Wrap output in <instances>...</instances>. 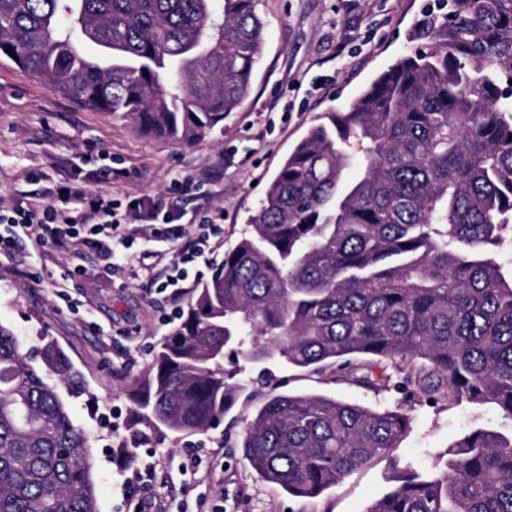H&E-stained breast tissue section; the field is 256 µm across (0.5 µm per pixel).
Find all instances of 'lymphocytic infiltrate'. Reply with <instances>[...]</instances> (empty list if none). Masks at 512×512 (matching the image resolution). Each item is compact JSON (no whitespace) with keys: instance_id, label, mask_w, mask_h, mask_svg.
I'll use <instances>...</instances> for the list:
<instances>
[{"instance_id":"lymphocytic-infiltrate-1","label":"lymphocytic infiltrate","mask_w":512,"mask_h":512,"mask_svg":"<svg viewBox=\"0 0 512 512\" xmlns=\"http://www.w3.org/2000/svg\"><path fill=\"white\" fill-rule=\"evenodd\" d=\"M176 219L170 202L160 197L137 202L121 219L111 201L87 197L83 190L64 183L58 188L56 203L34 202L10 211L0 209V251L14 249L25 238L39 245L49 242L69 251L66 277H91L95 270L88 266L81 244L100 249L107 260L106 271L112 272L136 262L131 248L143 238L145 224L159 220L170 224ZM216 232L214 221L199 224L172 255L158 291L181 288L190 268L206 261L210 238Z\"/></svg>"}]
</instances>
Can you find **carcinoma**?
Segmentation results:
<instances>
[{"instance_id":"obj_1","label":"carcinoma","mask_w":512,"mask_h":512,"mask_svg":"<svg viewBox=\"0 0 512 512\" xmlns=\"http://www.w3.org/2000/svg\"><path fill=\"white\" fill-rule=\"evenodd\" d=\"M258 0H0V61L143 133L192 143L248 94ZM97 46L88 55L83 42ZM512 0H448L344 112L310 128L250 230L195 289L139 385L138 418L206 432L264 363L493 406L512 421ZM356 169L346 179L347 170ZM229 363L231 369L224 368ZM80 373L0 324V512H99ZM410 420L323 394L272 393L242 448L257 477L314 498L399 447ZM365 512H512V431L476 429Z\"/></svg>"}]
</instances>
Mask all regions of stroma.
Here are the masks:
<instances>
[{"instance_id":"obj_1","label":"stroma","mask_w":512,"mask_h":512,"mask_svg":"<svg viewBox=\"0 0 512 512\" xmlns=\"http://www.w3.org/2000/svg\"><path fill=\"white\" fill-rule=\"evenodd\" d=\"M438 3L259 0L264 43L249 92L225 118L223 131L190 145L142 134L130 119L82 107L0 62V209L39 198L53 201L65 181L112 197L122 209L164 194L183 214L171 226V239L150 243L134 267L71 282L64 300L54 286L64 270V250L26 240L0 254V323L24 348L56 342L81 374L67 404L94 452L100 512H137L146 495L167 503L171 512H365L390 490L392 469L385 460L355 470L315 499L289 496L260 480L238 445L247 419L273 391L401 405L412 423L393 456L400 467L419 472L469 431L512 429L491 406L434 404L416 392L377 391L328 371L285 364L267 365L208 432L177 434L131 422L139 383L193 297L188 291L174 301L157 293L147 271L162 269L205 215L224 217L212 254L221 261L247 229L294 144L324 113L347 110L411 47L414 27ZM103 165L112 168L111 182L90 181V171ZM183 177L196 183L192 194L177 191L175 182ZM134 451L153 455L158 477L150 490H140L131 473L117 469L119 455ZM191 456L200 466L181 472Z\"/></svg>"}]
</instances>
